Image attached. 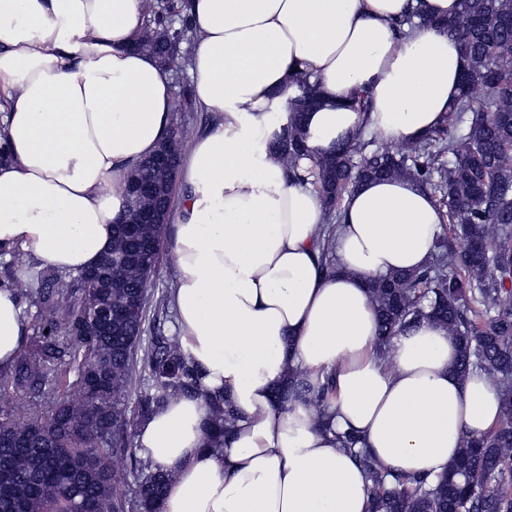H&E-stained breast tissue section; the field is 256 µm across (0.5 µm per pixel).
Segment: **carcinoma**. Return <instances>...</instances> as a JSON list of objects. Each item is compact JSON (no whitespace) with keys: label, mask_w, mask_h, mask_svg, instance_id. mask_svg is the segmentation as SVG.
Masks as SVG:
<instances>
[{"label":"carcinoma","mask_w":512,"mask_h":512,"mask_svg":"<svg viewBox=\"0 0 512 512\" xmlns=\"http://www.w3.org/2000/svg\"><path fill=\"white\" fill-rule=\"evenodd\" d=\"M452 25L468 59L461 91L450 105L448 123L419 142L395 148L364 132L325 157L310 158L301 123L305 95L288 109V123L275 133L288 170L312 159V185L331 223L322 227L321 257L335 270L330 254L342 203L367 178L415 179L434 187L456 225L443 236L430 263L415 272H397L368 285L379 333L375 348L389 352L390 339L423 319L448 329L458 345L455 371L486 373L502 404L499 424L480 438H467L456 458L428 483L422 476H390L352 433H339L341 448L354 454L371 482L372 512H512V0H462ZM188 0L147 8L134 47L170 68L189 61ZM486 97L477 99L476 90ZM125 224H115L104 278L88 284L73 277L58 287L59 271L23 262L20 251L0 258V284L13 288L35 308L38 333L21 343L14 363L0 367V512H156L175 478L172 472L143 471L134 496L120 489L114 454H135L128 398L137 363L150 375L141 395L149 415L169 401L196 393L197 374L177 335L159 336L148 346L142 335L148 288L163 254L167 216L153 224H131L141 211L173 204L170 172L146 158L126 176ZM112 311V323L94 330L95 320ZM44 395L47 418L19 423L32 413L29 393ZM335 396L331 376L308 391L299 373L276 390L282 404L306 398L318 425L330 428L328 409ZM209 441L224 445L235 413L221 395L208 398Z\"/></svg>","instance_id":"1"}]
</instances>
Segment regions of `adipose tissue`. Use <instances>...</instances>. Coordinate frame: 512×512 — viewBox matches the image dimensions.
<instances>
[{"label":"adipose tissue","mask_w":512,"mask_h":512,"mask_svg":"<svg viewBox=\"0 0 512 512\" xmlns=\"http://www.w3.org/2000/svg\"><path fill=\"white\" fill-rule=\"evenodd\" d=\"M461 0H190L193 100L220 122L182 158L170 213L171 304L196 395L137 428L135 446L175 471L157 512H369L370 483L337 433L358 436L391 474L435 476L466 437L499 422L495 383L455 371L458 347L423 320L375 351L370 280L425 267L444 232L433 194L410 178L361 182L342 204L335 272L321 265L325 209L289 178L268 117L307 76L312 157L360 127L407 142L437 129L467 66L448 29ZM146 0H0V252L76 273L112 245L124 181L170 131V73L133 48ZM422 19L402 25L411 12ZM358 92L368 111L350 108ZM26 318L0 288V367ZM318 388L333 374L332 429L301 401L280 406L289 371ZM239 414L222 450L205 433L207 396Z\"/></svg>","instance_id":"adipose-tissue-1"}]
</instances>
